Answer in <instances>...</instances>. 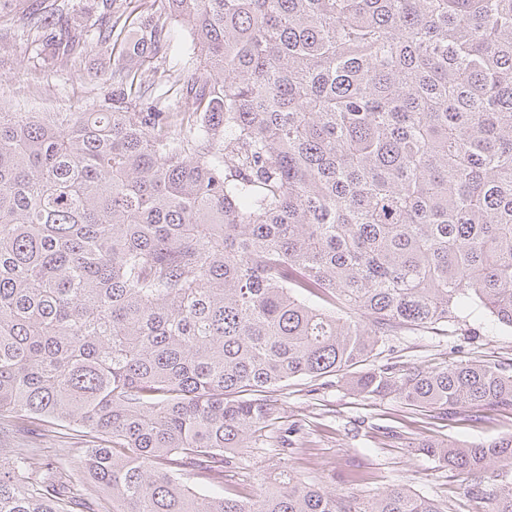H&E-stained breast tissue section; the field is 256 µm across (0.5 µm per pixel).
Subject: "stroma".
Masks as SVG:
<instances>
[{"mask_svg": "<svg viewBox=\"0 0 512 512\" xmlns=\"http://www.w3.org/2000/svg\"><path fill=\"white\" fill-rule=\"evenodd\" d=\"M54 0H0V110L5 112H106L117 87L108 76L118 61L120 44L89 42L67 65L43 52V36L26 28L34 9ZM111 8L119 25L129 28L156 16V0H65L53 28L55 37L92 24L104 8ZM166 37L157 55L137 66L135 90L128 105L137 112L152 105L163 111L190 108L182 87L199 65L190 29L182 22H165ZM384 358L407 367H444L458 360L497 365L512 361V328L496 324L480 307L470 306L462 318L436 330L404 329L388 337ZM278 433L293 445L280 454L267 437H260L241 457L238 468L226 473L225 483L247 493L258 485H272L281 462L298 477L341 493L351 490L350 479L367 475V491L381 492L394 485L444 501L451 512H485L483 503L464 494L465 475L441 468L432 457L414 450L415 442L489 443L512 433V411L464 407L445 420L429 411L408 408L399 399L366 400L335 383L312 387L295 380L280 397ZM65 433L40 437L17 432L0 435V461L35 450L43 461L67 466L74 460Z\"/></svg>", "mask_w": 512, "mask_h": 512, "instance_id": "1", "label": "stroma"}]
</instances>
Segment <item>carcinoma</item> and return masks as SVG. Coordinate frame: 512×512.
Listing matches in <instances>:
<instances>
[{
    "label": "carcinoma",
    "mask_w": 512,
    "mask_h": 512,
    "mask_svg": "<svg viewBox=\"0 0 512 512\" xmlns=\"http://www.w3.org/2000/svg\"><path fill=\"white\" fill-rule=\"evenodd\" d=\"M161 7L200 51L193 110L0 111V430L67 427L77 451L66 480L1 462L0 512H447L224 472L296 379L512 410V364L377 362L470 304L512 328V0ZM164 26L124 32L112 82ZM419 449L512 512V434Z\"/></svg>",
    "instance_id": "1"
}]
</instances>
